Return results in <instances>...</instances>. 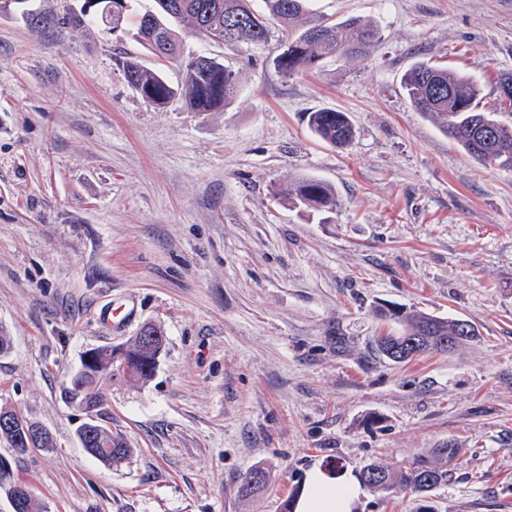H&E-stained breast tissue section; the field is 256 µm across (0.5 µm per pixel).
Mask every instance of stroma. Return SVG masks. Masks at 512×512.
I'll use <instances>...</instances> for the list:
<instances>
[{"label": "stroma", "mask_w": 512, "mask_h": 512, "mask_svg": "<svg viewBox=\"0 0 512 512\" xmlns=\"http://www.w3.org/2000/svg\"><path fill=\"white\" fill-rule=\"evenodd\" d=\"M83 0L0 15V407L49 430L16 453L43 512H282L318 464L360 473L420 459L448 481L421 497L365 488L357 512H512V170L471 157L402 86L434 59L475 78L493 108L512 74V0H311L374 23L364 59L286 77L278 41L233 48L177 27L241 91L215 112L164 110L123 63L178 69L136 37L75 28ZM347 113L346 148L305 114ZM310 176L333 212L285 200ZM463 319L477 336L395 363L379 306ZM165 335L144 383L100 390L101 425L133 456L107 466L80 444L90 413L71 380L86 351ZM260 485L247 486L252 470Z\"/></svg>", "instance_id": "obj_1"}]
</instances>
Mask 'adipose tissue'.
<instances>
[{
  "instance_id": "adipose-tissue-1",
  "label": "adipose tissue",
  "mask_w": 512,
  "mask_h": 512,
  "mask_svg": "<svg viewBox=\"0 0 512 512\" xmlns=\"http://www.w3.org/2000/svg\"><path fill=\"white\" fill-rule=\"evenodd\" d=\"M362 494L356 476L328 473L321 466L309 469L296 498L294 512H354Z\"/></svg>"
}]
</instances>
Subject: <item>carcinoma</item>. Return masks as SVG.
<instances>
[{
    "label": "carcinoma",
    "mask_w": 512,
    "mask_h": 512,
    "mask_svg": "<svg viewBox=\"0 0 512 512\" xmlns=\"http://www.w3.org/2000/svg\"><path fill=\"white\" fill-rule=\"evenodd\" d=\"M310 0H152V7L140 15L137 36L150 49L161 41L165 46L163 61L180 65L183 83L173 87L159 70L144 68L128 61L124 65L128 82L154 106L164 107L176 97L184 98L193 112H211L227 106L240 91L236 73L214 57L205 54L185 58L181 40L171 22H188L191 30L205 41L209 35L222 37V45L241 42L261 45L273 36L275 27L291 30L275 57V68L285 76L309 72L334 58L356 60L369 56L379 38L378 29L356 18L333 22L309 9ZM403 86L412 108L437 122L441 130L462 146L475 160L491 167L512 168V125L506 126L496 114L479 108L480 87L465 76L424 61L414 63L403 76ZM310 131L320 140L343 146L349 143L355 127L344 112L322 108L307 113ZM288 200L318 211L336 208L335 191L330 184L314 177H303L281 189ZM377 315L404 325L399 336L377 338L378 350L385 354L415 336L433 338L412 348L413 356L427 351H448L442 341L462 334L458 319H443L423 312H407L400 307L377 309ZM165 341L158 340L155 354L149 356L134 341L128 346H104L93 349L94 362L84 365L85 372L73 379V394L89 411L99 404V388L121 377L137 382L148 381L156 368ZM86 451L108 466L128 459L133 449L118 432L104 429L90 420L78 430ZM360 479L364 485L380 491L409 490L422 494L444 484L448 471L420 461L391 470L369 465ZM16 481L8 463L0 458V491L14 494Z\"/></svg>",
    "instance_id": "carcinoma-1"
}]
</instances>
